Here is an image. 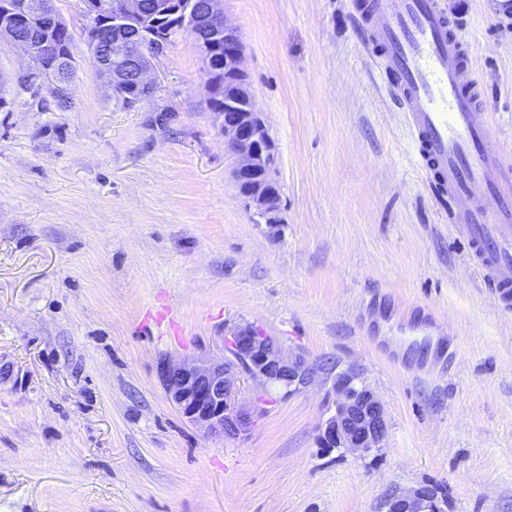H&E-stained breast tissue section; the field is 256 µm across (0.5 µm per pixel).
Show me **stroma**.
I'll list each match as a JSON object with an SVG mask.
<instances>
[{
	"mask_svg": "<svg viewBox=\"0 0 512 512\" xmlns=\"http://www.w3.org/2000/svg\"><path fill=\"white\" fill-rule=\"evenodd\" d=\"M512 160V15L444 0ZM66 94L0 37V512H385L430 482L447 512H512V309L473 271L417 168L349 0H223L279 151L278 234L255 223L211 110L193 36L154 60L127 106L86 44ZM448 352L399 344L411 312ZM249 323L318 372L288 395L239 374L247 431L203 436L159 362L221 358ZM384 403L383 448L315 445L335 370Z\"/></svg>",
	"mask_w": 512,
	"mask_h": 512,
	"instance_id": "1",
	"label": "stroma"
}]
</instances>
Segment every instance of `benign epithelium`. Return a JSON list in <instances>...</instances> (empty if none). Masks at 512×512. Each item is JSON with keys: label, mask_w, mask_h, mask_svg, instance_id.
<instances>
[{"label": "benign epithelium", "mask_w": 512, "mask_h": 512, "mask_svg": "<svg viewBox=\"0 0 512 512\" xmlns=\"http://www.w3.org/2000/svg\"><path fill=\"white\" fill-rule=\"evenodd\" d=\"M161 13L176 17L202 47L205 70L211 69L208 47L217 35L224 36V83L211 81L209 93H224V111L215 120L224 133V144L237 159L234 172L246 208L257 222L278 228L281 186L276 178L279 154L269 133L264 113L258 111L249 92V76L237 30L227 23L222 0H112L108 27L87 33L88 48L99 72L120 96L127 89L149 93L156 89L150 77L152 47L159 37L142 30V21ZM31 17L35 27L20 30L13 20ZM65 30L53 0H0V35L23 48L36 61L30 79L52 77L60 89L71 82V59L55 53L57 35ZM229 356L222 359L163 360L158 374L168 400L206 437L236 436L250 423V411L238 400V373L243 371L265 386L292 395L315 382V372L297 355L286 353L250 324L229 331ZM333 411L317 427L316 445L328 452L342 451L360 459L378 452L384 444L388 423L384 405L374 392L358 382L356 373L345 370L332 379ZM446 498L431 484L397 490L386 500V512H447Z\"/></svg>", "instance_id": "7a95c632"}]
</instances>
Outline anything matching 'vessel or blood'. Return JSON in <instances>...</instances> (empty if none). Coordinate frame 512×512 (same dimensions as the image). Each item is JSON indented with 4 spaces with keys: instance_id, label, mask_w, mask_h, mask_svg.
I'll return each mask as SVG.
<instances>
[{
    "instance_id": "vessel-or-blood-1",
    "label": "vessel or blood",
    "mask_w": 512,
    "mask_h": 512,
    "mask_svg": "<svg viewBox=\"0 0 512 512\" xmlns=\"http://www.w3.org/2000/svg\"><path fill=\"white\" fill-rule=\"evenodd\" d=\"M419 169L498 303L512 304V172L480 110L469 44L437 0H351Z\"/></svg>"
}]
</instances>
